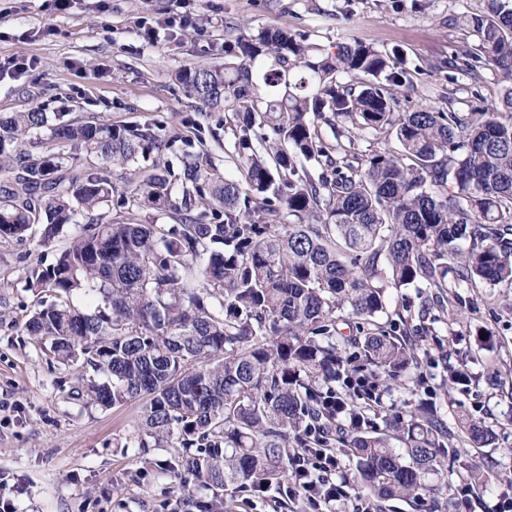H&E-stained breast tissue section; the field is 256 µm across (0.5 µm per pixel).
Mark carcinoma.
I'll return each mask as SVG.
<instances>
[{
	"instance_id": "obj_1",
	"label": "carcinoma",
	"mask_w": 512,
	"mask_h": 512,
	"mask_svg": "<svg viewBox=\"0 0 512 512\" xmlns=\"http://www.w3.org/2000/svg\"><path fill=\"white\" fill-rule=\"evenodd\" d=\"M458 21L471 43L434 69L451 83L499 74L491 110H406L423 67L407 69L403 53L353 41L314 56L279 27L225 45L222 68L178 71L201 111L230 116L244 182L185 153L180 205L168 164L132 195L179 223L91 221L26 276L53 301L23 328L80 368L73 398L105 408L146 399L124 447L174 449L173 474L216 499L277 487L294 449L336 445L355 459L351 492L419 503L447 485L451 441L493 443L468 411L448 422L421 371L448 363L424 360L426 342L463 305L460 289L512 285V0H484ZM43 132L57 150L18 151ZM366 134L376 146L359 154ZM175 139L62 113L0 117V236L40 224L49 243L112 198L96 165L71 172L72 152L124 167ZM390 287L415 289L420 304L403 298L383 322ZM476 361L448 367V381L469 386ZM389 381L423 388L388 422L401 448L370 423Z\"/></svg>"
}]
</instances>
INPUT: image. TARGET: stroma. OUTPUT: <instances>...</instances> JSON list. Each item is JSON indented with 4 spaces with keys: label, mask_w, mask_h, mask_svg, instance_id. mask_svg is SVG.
<instances>
[{
    "label": "stroma",
    "mask_w": 512,
    "mask_h": 512,
    "mask_svg": "<svg viewBox=\"0 0 512 512\" xmlns=\"http://www.w3.org/2000/svg\"><path fill=\"white\" fill-rule=\"evenodd\" d=\"M483 0H72L67 10L53 0H0V67L32 59L33 70L0 80V116L39 110L66 119L123 127L153 124L161 136L182 139L164 154L147 151L120 169L101 164L114 192L96 211L106 222L129 215L143 224H174L177 214L121 206L143 172L159 159L205 152L212 167L240 179L231 124L220 112H199L175 74L179 69L224 64V45L242 34L282 27L302 35L311 53L332 54L359 40L385 51L402 49L409 64L426 65L466 45L470 36L455 19L480 9ZM158 33L143 39L145 28ZM406 109L456 100L459 109L481 111L498 104L503 84L484 71L479 84H451L442 73L414 76ZM73 227L50 244L41 226L23 238L0 237V500L18 512H198L209 499L203 488H183L166 468L163 450L136 454L127 442L136 433L142 399L102 409L72 399L75 368L57 363L22 328L41 297L25 286L28 270L53 263ZM497 303L461 308L453 327L438 326L441 349L480 359L467 389H450L446 416L466 410L484 418L495 439L486 452L458 443L448 483L437 503L388 501L383 512H446L468 481V466L482 455L493 461L471 512H488L512 497V288L495 287ZM495 368L500 380L490 379Z\"/></svg>",
    "instance_id": "stroma-1"
}]
</instances>
